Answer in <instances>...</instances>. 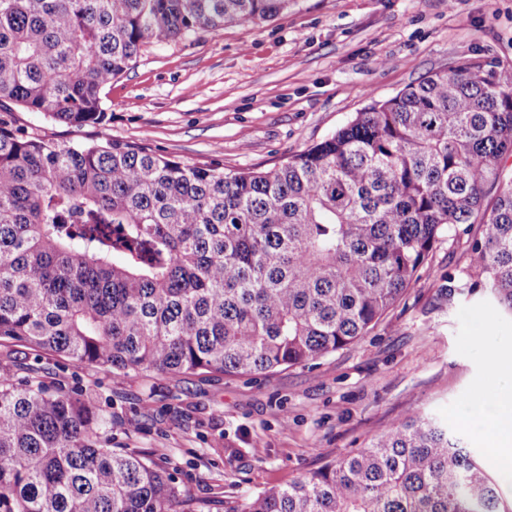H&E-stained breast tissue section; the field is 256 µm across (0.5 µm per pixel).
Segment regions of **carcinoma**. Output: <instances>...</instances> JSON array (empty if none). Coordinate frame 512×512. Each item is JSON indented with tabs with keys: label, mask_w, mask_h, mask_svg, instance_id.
<instances>
[{
	"label": "carcinoma",
	"mask_w": 512,
	"mask_h": 512,
	"mask_svg": "<svg viewBox=\"0 0 512 512\" xmlns=\"http://www.w3.org/2000/svg\"><path fill=\"white\" fill-rule=\"evenodd\" d=\"M291 0H0V345L115 377L303 367L368 335L440 241L467 263L439 296L512 315V79L463 60L376 101L280 165L224 171L74 126L146 44L264 22ZM481 227L469 235L471 225ZM89 392L0 366V512H207L149 459L101 441ZM503 473L414 413L229 512H512Z\"/></svg>",
	"instance_id": "carcinoma-1"
}]
</instances>
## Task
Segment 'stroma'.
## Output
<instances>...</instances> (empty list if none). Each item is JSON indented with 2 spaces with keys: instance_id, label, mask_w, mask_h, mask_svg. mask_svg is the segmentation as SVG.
<instances>
[{
  "instance_id": "35a3bbf8",
  "label": "stroma",
  "mask_w": 512,
  "mask_h": 512,
  "mask_svg": "<svg viewBox=\"0 0 512 512\" xmlns=\"http://www.w3.org/2000/svg\"><path fill=\"white\" fill-rule=\"evenodd\" d=\"M464 58L512 74V0H295L259 23L143 48L102 88L105 121L76 127L15 110L58 140L144 145L225 170L271 167L318 143L374 100ZM464 243L437 244L419 281L370 334L315 365L272 374L171 378L88 368L32 347L0 346L17 382L98 396L121 421L116 448L150 458L210 512L229 508L364 447L412 411L447 422L491 472L494 358L512 349V319L481 294L442 301V273ZM487 393L475 402L477 390Z\"/></svg>"
}]
</instances>
